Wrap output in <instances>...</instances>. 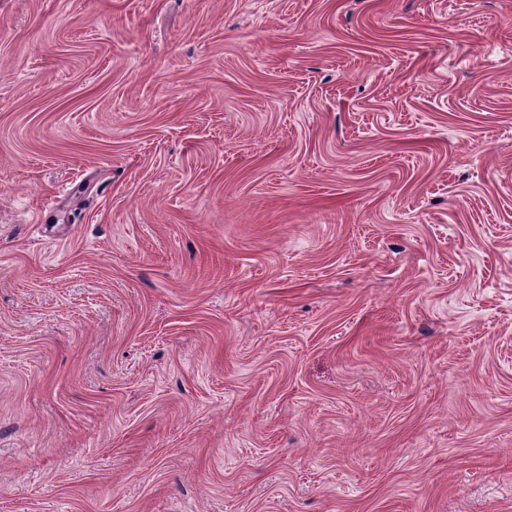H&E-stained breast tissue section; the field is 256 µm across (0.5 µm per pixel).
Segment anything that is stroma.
<instances>
[{
  "label": "stroma",
  "mask_w": 512,
  "mask_h": 512,
  "mask_svg": "<svg viewBox=\"0 0 512 512\" xmlns=\"http://www.w3.org/2000/svg\"><path fill=\"white\" fill-rule=\"evenodd\" d=\"M0 512H512V0H0Z\"/></svg>",
  "instance_id": "obj_1"
}]
</instances>
